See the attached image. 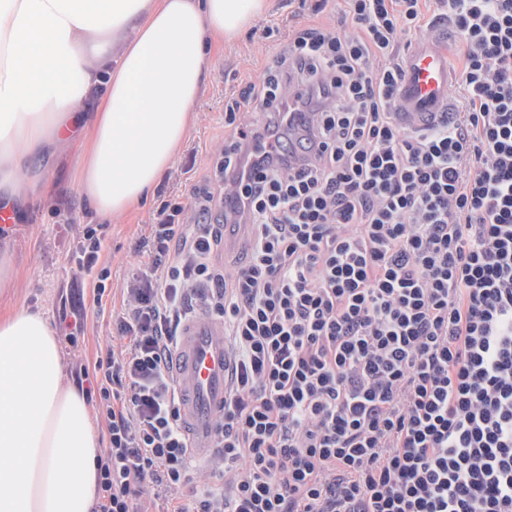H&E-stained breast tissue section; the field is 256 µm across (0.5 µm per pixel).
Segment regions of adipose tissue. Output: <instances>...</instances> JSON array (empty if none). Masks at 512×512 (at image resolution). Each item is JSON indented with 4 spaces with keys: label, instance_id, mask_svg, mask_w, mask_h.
Returning <instances> with one entry per match:
<instances>
[{
    "label": "adipose tissue",
    "instance_id": "obj_1",
    "mask_svg": "<svg viewBox=\"0 0 512 512\" xmlns=\"http://www.w3.org/2000/svg\"><path fill=\"white\" fill-rule=\"evenodd\" d=\"M266 0H0V205L50 189L47 148L79 142V190L103 217L137 207L173 163L210 48ZM98 433L41 313L0 320V512H92Z\"/></svg>",
    "mask_w": 512,
    "mask_h": 512
}]
</instances>
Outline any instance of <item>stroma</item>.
Returning <instances> with one entry per match:
<instances>
[{
    "instance_id": "stroma-1",
    "label": "stroma",
    "mask_w": 512,
    "mask_h": 512,
    "mask_svg": "<svg viewBox=\"0 0 512 512\" xmlns=\"http://www.w3.org/2000/svg\"><path fill=\"white\" fill-rule=\"evenodd\" d=\"M268 7L240 36L225 43L222 52L210 62L205 91L197 103L189 136L173 164L163 172L148 198L125 218L102 220L79 193L78 145L59 152L47 151L39 158L40 169L51 170L54 184L39 201L15 210V222L0 235V250L8 249L11 271L0 279V311L24 308L40 312L47 320L58 345L66 383H77L79 367L92 364L97 351L112 337L109 307L119 306L120 297L104 298L105 313L87 309L86 334L77 347L65 339L71 322L70 297L73 288H89L90 282L71 262L72 231L84 224L106 223V247L102 259L110 267L113 280H123L136 267L134 246L144 224L150 222L161 198L189 200L194 186L203 184L206 169L203 152L219 150L224 143V94L241 81L257 79L281 40L280 35L265 37L266 27H286L289 18L301 15L298 0H267ZM199 150L200 159L190 157ZM191 166L189 178L179 171Z\"/></svg>"
}]
</instances>
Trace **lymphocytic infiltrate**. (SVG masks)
Returning <instances> with one entry per match:
<instances>
[{"label": "lymphocytic infiltrate", "mask_w": 512, "mask_h": 512, "mask_svg": "<svg viewBox=\"0 0 512 512\" xmlns=\"http://www.w3.org/2000/svg\"><path fill=\"white\" fill-rule=\"evenodd\" d=\"M459 41L460 97L394 121L401 45ZM232 92L213 185L161 200L87 399L93 512H512V0H309ZM245 255L216 261L223 227ZM101 227L72 260L112 279ZM223 320L234 369L197 484L170 370Z\"/></svg>", "instance_id": "1"}]
</instances>
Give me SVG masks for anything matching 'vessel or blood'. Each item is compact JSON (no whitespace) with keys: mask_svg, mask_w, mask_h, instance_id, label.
Wrapping results in <instances>:
<instances>
[{"mask_svg":"<svg viewBox=\"0 0 512 512\" xmlns=\"http://www.w3.org/2000/svg\"><path fill=\"white\" fill-rule=\"evenodd\" d=\"M448 59L427 42L405 56L397 123L420 129L436 123L448 105ZM172 358V372L182 394L181 413L196 460L210 452L214 419L224 406L233 356L222 321L200 316L187 322Z\"/></svg>","mask_w":512,"mask_h":512,"instance_id":"vessel-or-blood-1","label":"vessel or blood"}]
</instances>
